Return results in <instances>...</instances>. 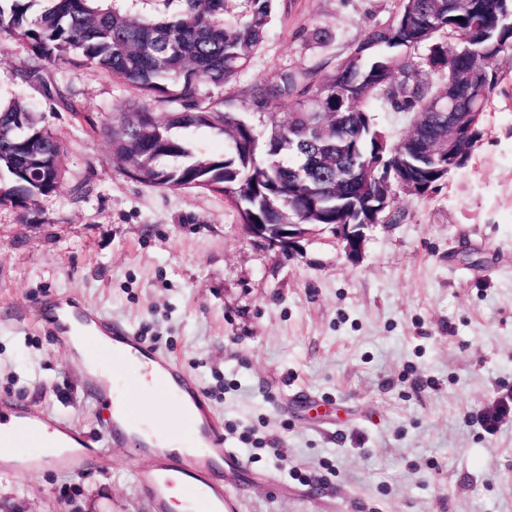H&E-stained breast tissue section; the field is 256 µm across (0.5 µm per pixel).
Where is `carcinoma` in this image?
Masks as SVG:
<instances>
[{
  "instance_id": "obj_1",
  "label": "carcinoma",
  "mask_w": 512,
  "mask_h": 512,
  "mask_svg": "<svg viewBox=\"0 0 512 512\" xmlns=\"http://www.w3.org/2000/svg\"><path fill=\"white\" fill-rule=\"evenodd\" d=\"M0 0L3 38L30 51L24 82L44 81L48 66L97 69L165 104L155 120L141 113L107 128L113 161L138 181L167 189H203L224 195L244 224H379L394 205L371 208L386 192L424 196L450 171L464 167L467 150L451 168L412 161L408 187L388 183L418 142L391 141L375 125V105L409 112L423 129L441 126L448 100L471 113L466 142L484 137V113L500 83L497 61L512 50V4L472 0L469 13L448 0H399L389 20L370 29L331 71L327 64L298 67L278 81L257 84L239 102L201 91L234 80L265 41L272 0H249L244 14L227 17L228 0H179L170 17L148 19L102 5L104 0ZM463 20H457V17ZM425 54L418 55L419 50ZM484 69L480 86L466 76ZM49 97L80 115L73 94L56 84ZM295 107L284 117L267 112L277 100ZM314 112L329 114V134L318 140ZM205 127L225 137L222 158L196 155L180 131ZM60 138L23 101H0V205L29 212L62 186Z\"/></svg>"
}]
</instances>
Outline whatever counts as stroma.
I'll return each mask as SVG.
<instances>
[{
  "instance_id": "35a3bbf8",
  "label": "stroma",
  "mask_w": 512,
  "mask_h": 512,
  "mask_svg": "<svg viewBox=\"0 0 512 512\" xmlns=\"http://www.w3.org/2000/svg\"><path fill=\"white\" fill-rule=\"evenodd\" d=\"M397 7L275 0L258 53L219 94L334 61ZM29 56L18 41L0 50V94L35 104L60 137L63 179L27 215L0 206V407L100 439L89 378L50 322V301H68L195 378L236 453L225 479L238 512H512V51L467 165L435 193L399 194L355 260L326 226L289 258L223 195L129 178L92 128L117 106L163 105L92 68L47 69L79 123L22 82ZM129 394L140 418L181 436L162 394ZM105 454L78 475L0 467V512H152L136 483L147 459Z\"/></svg>"
}]
</instances>
